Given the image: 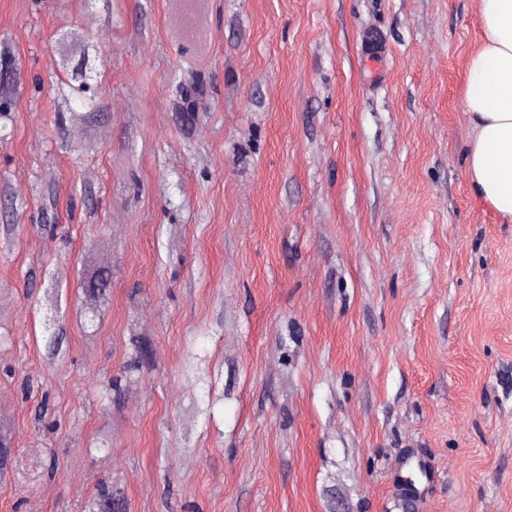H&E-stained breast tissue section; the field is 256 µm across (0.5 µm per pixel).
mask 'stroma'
I'll return each instance as SVG.
<instances>
[{"label": "stroma", "mask_w": 512, "mask_h": 512, "mask_svg": "<svg viewBox=\"0 0 512 512\" xmlns=\"http://www.w3.org/2000/svg\"><path fill=\"white\" fill-rule=\"evenodd\" d=\"M187 24L0 0V512H86L107 480L126 512H512V223L470 185L459 102L477 0ZM73 36L86 138L55 102ZM84 62L81 65V67L75 71V80H78L79 84L76 87H70L72 90L71 94H67L64 92L62 96L66 103L67 101H70L71 97L73 96V93H77V96L81 99L83 106L87 109V112H85L84 115L80 116V120L82 121V124L88 127L95 124L102 114H100L99 112V106L95 101L94 97L86 95L91 89L88 83V80L91 77V75H89L91 71H87L86 64L83 70Z\"/></svg>", "instance_id": "1"}]
</instances>
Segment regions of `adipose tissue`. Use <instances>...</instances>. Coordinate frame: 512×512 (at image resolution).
Returning a JSON list of instances; mask_svg holds the SVG:
<instances>
[{"label": "adipose tissue", "instance_id": "adipose-tissue-1", "mask_svg": "<svg viewBox=\"0 0 512 512\" xmlns=\"http://www.w3.org/2000/svg\"><path fill=\"white\" fill-rule=\"evenodd\" d=\"M480 37L461 94L473 134L466 172L479 199L512 222V0H477Z\"/></svg>", "mask_w": 512, "mask_h": 512}]
</instances>
